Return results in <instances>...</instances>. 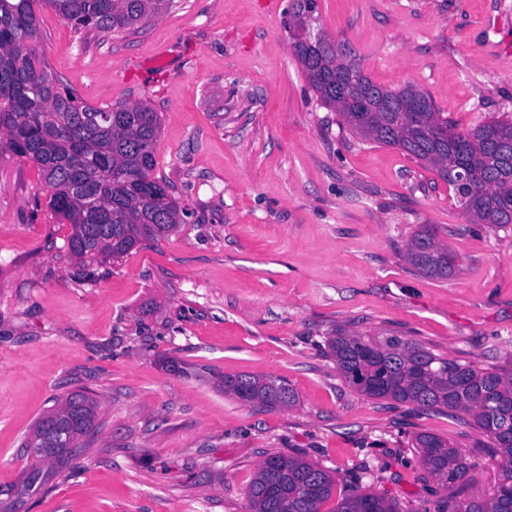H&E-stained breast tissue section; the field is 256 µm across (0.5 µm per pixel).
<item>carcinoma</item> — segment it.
<instances>
[{
    "mask_svg": "<svg viewBox=\"0 0 512 512\" xmlns=\"http://www.w3.org/2000/svg\"><path fill=\"white\" fill-rule=\"evenodd\" d=\"M80 28L118 33L166 12L174 0H45ZM36 0H0V133L15 154L38 165L49 208L72 225L67 249L90 265L129 253L144 240L169 236L185 208L152 172L161 122L140 103L100 108L81 101L28 49L38 38ZM317 0H291L292 53L321 104L364 141L396 147L431 167L457 194L465 213L491 229L512 226V118L484 121L467 131L448 127L431 98L412 84L386 88L363 74L357 59L321 31ZM406 259L423 274L446 279L457 255L427 227L410 239ZM341 378L369 399L407 404L419 412L469 414L499 456L495 493L459 501L452 512H512V374L434 353L402 336L340 332L325 338ZM224 391L244 404L294 402L288 385L240 374ZM96 402L75 392L43 415L25 440L36 463L0 495H30L49 479L40 463L62 465L93 427ZM413 447L422 465L448 491L466 480L464 454L450 442L420 434ZM336 478L297 456L267 457L248 489L251 512H320ZM336 512H397L386 499L355 488Z\"/></svg>",
    "mask_w": 512,
    "mask_h": 512,
    "instance_id": "obj_1",
    "label": "carcinoma"
}]
</instances>
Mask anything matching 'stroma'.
<instances>
[{
  "label": "stroma",
  "instance_id": "obj_1",
  "mask_svg": "<svg viewBox=\"0 0 512 512\" xmlns=\"http://www.w3.org/2000/svg\"><path fill=\"white\" fill-rule=\"evenodd\" d=\"M319 26L376 84H414L450 127L512 116V0H317ZM290 0H175L119 34L38 7L34 50L86 103L158 113L156 174L186 209L168 238L82 270L38 167L0 137V485L68 394L92 431L26 512H249L262 461L297 455L399 512H433L412 446L463 450L448 504L500 475L468 414L363 397L324 352L337 330L397 335L512 373V229L472 223L452 186L401 150L343 130L285 27ZM431 227L458 256L445 279L404 253ZM278 378L292 405H246L225 377Z\"/></svg>",
  "mask_w": 512,
  "mask_h": 512
}]
</instances>
